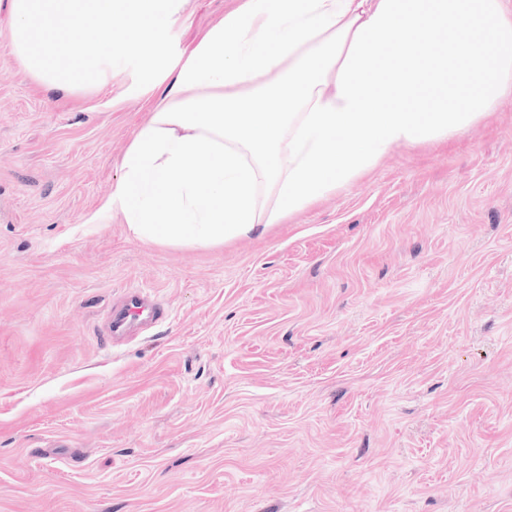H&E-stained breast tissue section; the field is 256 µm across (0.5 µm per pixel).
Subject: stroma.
Returning <instances> with one entry per match:
<instances>
[{"mask_svg": "<svg viewBox=\"0 0 512 512\" xmlns=\"http://www.w3.org/2000/svg\"><path fill=\"white\" fill-rule=\"evenodd\" d=\"M240 0H185V52ZM0 6V512H512V96L218 247L105 203L152 99L56 97ZM166 317L105 334L129 289Z\"/></svg>", "mask_w": 512, "mask_h": 512, "instance_id": "obj_1", "label": "stroma"}]
</instances>
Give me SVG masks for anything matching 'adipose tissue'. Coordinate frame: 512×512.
Here are the masks:
<instances>
[{
    "instance_id": "obj_1",
    "label": "adipose tissue",
    "mask_w": 512,
    "mask_h": 512,
    "mask_svg": "<svg viewBox=\"0 0 512 512\" xmlns=\"http://www.w3.org/2000/svg\"><path fill=\"white\" fill-rule=\"evenodd\" d=\"M137 91L155 112L107 209L147 242L219 246L308 210L394 146L494 112L512 95V9L243 0Z\"/></svg>"
}]
</instances>
